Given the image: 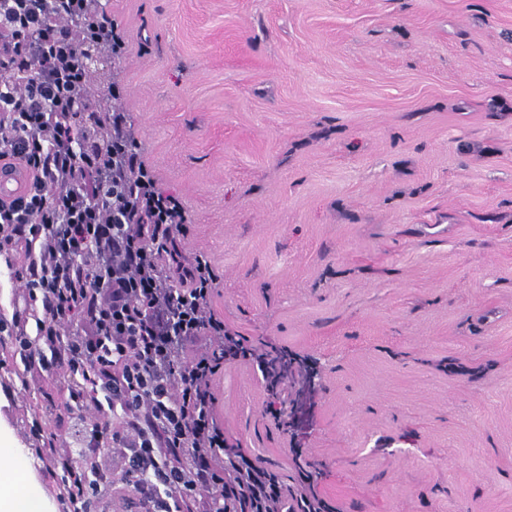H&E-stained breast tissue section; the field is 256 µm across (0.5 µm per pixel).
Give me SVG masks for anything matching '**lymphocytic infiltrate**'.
<instances>
[{"mask_svg": "<svg viewBox=\"0 0 512 512\" xmlns=\"http://www.w3.org/2000/svg\"><path fill=\"white\" fill-rule=\"evenodd\" d=\"M77 16L91 43L125 56L94 0H0V167L29 175L0 199V261L20 292L0 332L79 407L55 460L65 471L81 453L89 474L62 496L73 512L118 490L139 512H333L225 435L214 381L247 351L212 306L210 261L184 253L187 214L145 165L129 114L104 113L105 143L79 121L93 90Z\"/></svg>", "mask_w": 512, "mask_h": 512, "instance_id": "1", "label": "lymphocytic infiltrate"}]
</instances>
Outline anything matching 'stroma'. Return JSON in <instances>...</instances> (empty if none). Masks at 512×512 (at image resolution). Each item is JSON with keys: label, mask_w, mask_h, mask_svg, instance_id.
Segmentation results:
<instances>
[{"label": "stroma", "mask_w": 512, "mask_h": 512, "mask_svg": "<svg viewBox=\"0 0 512 512\" xmlns=\"http://www.w3.org/2000/svg\"><path fill=\"white\" fill-rule=\"evenodd\" d=\"M108 76L214 308L295 363L215 382L224 432L338 512H512V0H101ZM0 333V438L65 512L75 410ZM319 378L301 429L271 406Z\"/></svg>", "instance_id": "35a3bbf8"}]
</instances>
